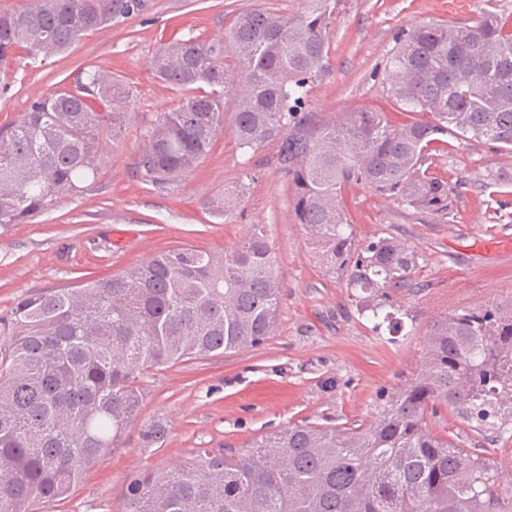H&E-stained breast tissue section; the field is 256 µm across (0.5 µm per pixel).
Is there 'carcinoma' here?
Returning a JSON list of instances; mask_svg holds the SVG:
<instances>
[{
  "mask_svg": "<svg viewBox=\"0 0 512 512\" xmlns=\"http://www.w3.org/2000/svg\"><path fill=\"white\" fill-rule=\"evenodd\" d=\"M146 8L147 0H32L4 11L0 70L19 50L44 61ZM325 12L250 9L222 41L161 46L153 69L180 99L145 129L132 167L152 185L194 171L234 93L239 148L277 145L319 263L342 272L361 313L397 332L418 255L390 235L358 242L342 190L364 182L416 212L448 214V181L428 167L440 136L512 151V30L492 12L472 26H417L390 56L389 92L406 122L368 107L319 122L305 105L328 60ZM130 97L124 81L89 66L75 89L33 99L0 130V228L50 212L97 175L92 160L121 135L116 106ZM244 191L240 183L210 202L213 216L228 217ZM283 288L259 225L224 252L184 245L118 275L17 297L0 315V512H48L68 498L140 416L152 371L261 345L276 331ZM444 408L489 433L512 415V301L434 321L424 368L368 424L288 426L239 455L199 448L164 473L132 474L123 512H512L486 454L430 431ZM167 435L159 421L142 430L149 444Z\"/></svg>",
  "mask_w": 512,
  "mask_h": 512,
  "instance_id": "cac0c4a2",
  "label": "carcinoma"
}]
</instances>
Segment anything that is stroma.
Returning a JSON list of instances; mask_svg holds the SVG:
<instances>
[{
	"instance_id": "stroma-1",
	"label": "stroma",
	"mask_w": 512,
	"mask_h": 512,
	"mask_svg": "<svg viewBox=\"0 0 512 512\" xmlns=\"http://www.w3.org/2000/svg\"><path fill=\"white\" fill-rule=\"evenodd\" d=\"M328 2V65L308 92L309 110L319 120L364 106L403 120L387 82L388 59L402 31L440 21L471 25L489 11L512 20V0ZM313 7V0H149L136 19L87 34L43 62L18 55L0 73V128L33 98L74 85L90 64L132 91L123 134L107 143L95 180L61 196L33 223L0 229V313L19 295L115 275L185 244L224 251L257 224L273 243L285 285L278 330L260 346L154 371L143 410L120 447L91 466L52 512H121L130 474L167 471L198 448L242 453L295 423L368 421L382 395L420 370L435 319L512 300V153L493 143L451 133L432 151L431 170L450 187L445 216L415 212L363 183L344 189L359 240L392 235L419 257L415 281L423 289L394 334L375 328L372 317L357 310L344 277L320 265L294 217L277 146L245 159L234 135V95L224 99L223 133L193 172L164 186L136 177L130 162L145 127L179 101L153 70L163 43L224 38L246 9L297 17ZM248 171L253 180H245ZM241 181L246 191L237 211L213 217L208 201ZM155 420L166 423L169 435L148 446L140 431ZM430 428L460 447L484 450L502 489L512 491V420L502 434H480L444 410Z\"/></svg>"
}]
</instances>
